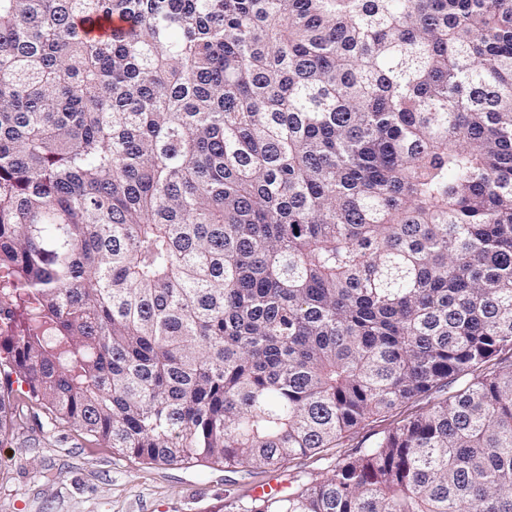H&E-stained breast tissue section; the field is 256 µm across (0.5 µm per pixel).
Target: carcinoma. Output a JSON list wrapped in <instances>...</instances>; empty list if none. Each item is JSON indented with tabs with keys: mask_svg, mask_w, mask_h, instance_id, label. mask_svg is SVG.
<instances>
[{
	"mask_svg": "<svg viewBox=\"0 0 512 512\" xmlns=\"http://www.w3.org/2000/svg\"><path fill=\"white\" fill-rule=\"evenodd\" d=\"M0 270L1 439L512 512V0H0Z\"/></svg>",
	"mask_w": 512,
	"mask_h": 512,
	"instance_id": "cac0c4a2",
	"label": "carcinoma"
}]
</instances>
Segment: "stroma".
Listing matches in <instances>:
<instances>
[{
    "instance_id": "stroma-1",
    "label": "stroma",
    "mask_w": 512,
    "mask_h": 512,
    "mask_svg": "<svg viewBox=\"0 0 512 512\" xmlns=\"http://www.w3.org/2000/svg\"><path fill=\"white\" fill-rule=\"evenodd\" d=\"M393 420L389 414L370 422L327 458L294 466L323 474L330 460L368 446ZM252 486L220 464H143L65 424L31 422L0 439V512H224L225 501L250 494Z\"/></svg>"
}]
</instances>
